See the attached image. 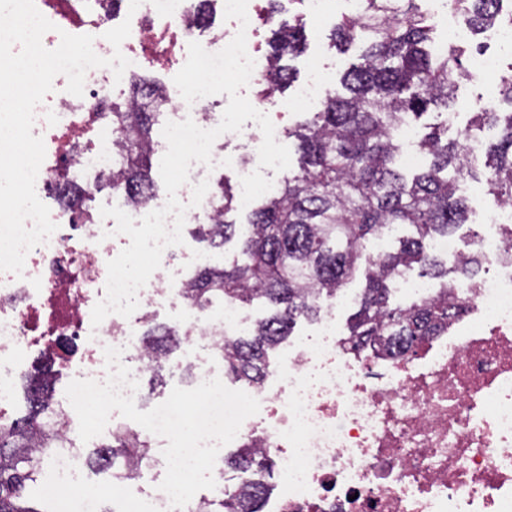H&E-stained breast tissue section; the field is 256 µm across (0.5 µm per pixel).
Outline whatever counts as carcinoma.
<instances>
[{
    "instance_id": "1",
    "label": "carcinoma",
    "mask_w": 512,
    "mask_h": 512,
    "mask_svg": "<svg viewBox=\"0 0 512 512\" xmlns=\"http://www.w3.org/2000/svg\"><path fill=\"white\" fill-rule=\"evenodd\" d=\"M448 4L475 35L507 20L503 0ZM275 17L262 80L268 91L291 84L293 72L283 60L300 53L305 42L300 20L282 18L278 8L270 12ZM432 30L419 0H366L365 17L339 19L333 42L359 44L362 53L321 108L286 130L297 141V170L267 193L241 224L226 220L238 206L232 187L219 185L216 218L200 225L199 236L218 250L236 241L242 259L199 269L185 296L198 308L216 299L239 306L261 300L271 308L245 335L224 343V372L233 380L261 384L274 366L271 353L292 335L296 323L317 320L321 302L333 298L361 266L365 288L348 325L349 347L359 351L386 339L395 356L448 327L455 314L448 289L473 281L480 272L474 252L450 264L427 249L429 241L452 236L469 221L459 182L477 177V171L466 168L463 140L448 138V126L434 124L416 143L425 165L406 173L399 163L401 127L418 122L431 109L453 112L459 84L472 79L461 62L466 49L450 42L446 52L432 51ZM498 89V102L478 104L471 126L500 127L498 138L486 146V184L500 204L512 205V64L499 72ZM501 103L509 111H500ZM158 121L153 110L112 107V188L141 204L154 196L150 156ZM399 227L404 232L390 248L373 257L365 253L370 239ZM416 270L437 281L435 298L391 305L395 279ZM182 335L163 325L146 329L148 354L156 363L154 379L162 378V357L178 347ZM27 387L28 413L0 418V512H39L26 498V489L37 482L51 447L43 431L44 422L56 415L49 370L27 376ZM149 453L142 439L116 437L94 452L92 462L119 479L133 480L140 476L138 460ZM227 464L248 479L223 488L204 512H262L270 491L266 475L274 459L245 444L227 457Z\"/></svg>"
}]
</instances>
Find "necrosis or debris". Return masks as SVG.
<instances>
[{
    "mask_svg": "<svg viewBox=\"0 0 512 512\" xmlns=\"http://www.w3.org/2000/svg\"><path fill=\"white\" fill-rule=\"evenodd\" d=\"M34 3L54 25L42 37L48 49L59 46L62 33L87 34L100 57L119 50L130 62L119 79L111 68L89 69L82 96L64 91L37 106L32 133L45 145L35 184L40 194L67 181L111 184L112 126L105 114L132 77L157 63L181 69L190 42L216 53L242 29L254 75L266 63L257 0H248L247 25L231 19L217 28L194 24L196 0H142L135 9L121 0L115 12L106 0ZM126 18L131 33L113 48L104 34ZM166 98L163 121L189 118L206 130L221 122V113L188 104L176 85H167ZM236 137L239 153L215 152L211 165L192 164L177 191L186 222L213 217L210 198L190 204L194 184L210 179L213 168L232 169L239 178L258 169V125L247 122ZM49 209L57 229L27 252L22 276L0 272V388L21 375L35 349L60 359L73 378L102 382L104 350L115 347L131 379L143 381L152 369L143 317L160 309L175 312L188 331L183 344L202 352L191 365L189 387L213 379L225 340L245 334L250 323L239 306L214 314L187 302L185 288L198 265L193 248L166 247L131 316L111 314L96 326L91 312L105 296L107 263L130 240L116 233L114 219L96 215L77 225L71 207L55 201ZM469 247L486 270L454 289L460 313L446 332L404 357L354 353L337 321V307L353 301L343 290L261 386H246L260 410L242 423L232 445L253 439L277 460L281 487L264 512H512V263L503 258L512 243L478 237ZM58 410L67 434L50 451L51 494L60 512H100L99 496L81 478L86 461L77 444L78 417L69 401ZM145 469L153 474L148 486L113 481V500L121 512H170L158 479L164 457L151 458Z\"/></svg>",
    "mask_w": 512,
    "mask_h": 512,
    "instance_id": "4bbe7bcc",
    "label": "necrosis or debris"
}]
</instances>
